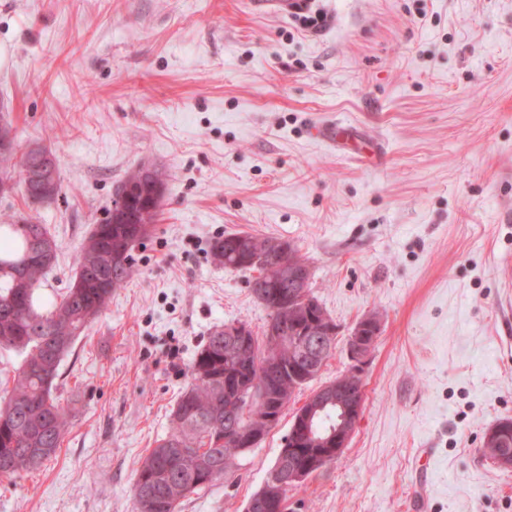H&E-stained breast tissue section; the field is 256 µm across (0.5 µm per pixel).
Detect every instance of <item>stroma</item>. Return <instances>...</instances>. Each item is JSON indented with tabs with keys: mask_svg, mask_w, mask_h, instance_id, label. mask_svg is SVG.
Segmentation results:
<instances>
[{
	"mask_svg": "<svg viewBox=\"0 0 512 512\" xmlns=\"http://www.w3.org/2000/svg\"><path fill=\"white\" fill-rule=\"evenodd\" d=\"M248 2L0 0V107L20 149L55 151L64 187L41 205L0 194V218L57 242L40 294L62 291L129 171L166 184L132 277L62 364L72 429L0 482V512H138L136 471L195 353L269 319L251 272L210 255L238 232L291 242L338 326L296 404L350 370L359 319H380L354 434L288 512H512V468L482 451L512 419V0H317L330 21L307 36ZM342 117L373 156L313 135ZM293 415L178 512H244Z\"/></svg>",
	"mask_w": 512,
	"mask_h": 512,
	"instance_id": "35a3bbf8",
	"label": "stroma"
}]
</instances>
